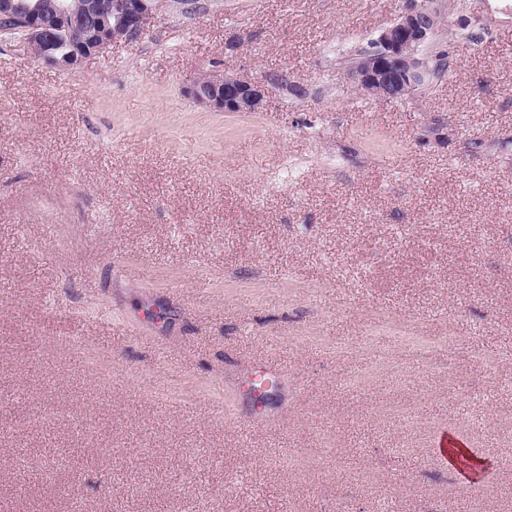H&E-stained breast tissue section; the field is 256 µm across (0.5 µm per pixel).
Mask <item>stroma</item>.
Wrapping results in <instances>:
<instances>
[{"instance_id": "35a3bbf8", "label": "stroma", "mask_w": 512, "mask_h": 512, "mask_svg": "<svg viewBox=\"0 0 512 512\" xmlns=\"http://www.w3.org/2000/svg\"><path fill=\"white\" fill-rule=\"evenodd\" d=\"M463 2L402 102L348 62L406 0H163L73 71L0 33V512H512V0ZM285 80L272 83L270 77L261 80L241 77L237 74L203 73L194 77L185 87V94L197 104L220 112H259L264 108L269 84L293 90Z\"/></svg>"}]
</instances>
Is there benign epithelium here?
<instances>
[{"instance_id":"obj_1","label":"benign epithelium","mask_w":512,"mask_h":512,"mask_svg":"<svg viewBox=\"0 0 512 512\" xmlns=\"http://www.w3.org/2000/svg\"><path fill=\"white\" fill-rule=\"evenodd\" d=\"M159 0H85L73 8L66 0L32 4L26 13H15L14 0H0V20L23 33L21 40L35 61L61 69L80 68L86 59L119 42L139 39L155 13ZM55 14L75 17L81 26L80 45L59 52L47 36L45 19ZM441 8L434 0H419L370 42L377 64L348 69L354 87L368 95L398 101L419 85L429 71L427 48L440 26ZM271 79L237 74L204 73L194 77L185 94L197 104L220 112H259L264 108Z\"/></svg>"}]
</instances>
